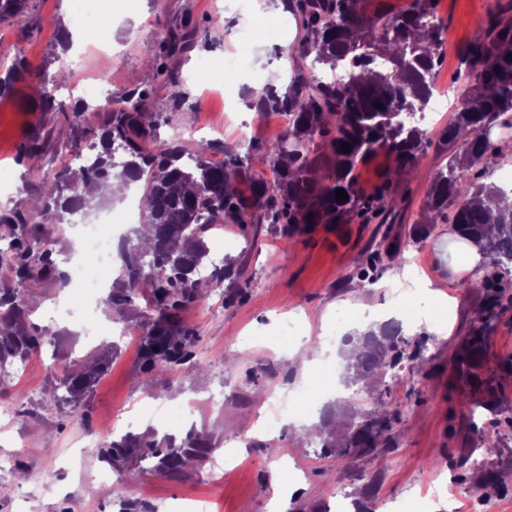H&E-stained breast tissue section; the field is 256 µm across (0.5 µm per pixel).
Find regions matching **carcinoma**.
Here are the masks:
<instances>
[{
	"label": "carcinoma",
	"instance_id": "1",
	"mask_svg": "<svg viewBox=\"0 0 512 512\" xmlns=\"http://www.w3.org/2000/svg\"><path fill=\"white\" fill-rule=\"evenodd\" d=\"M285 2L315 63L334 68L348 56L353 68L341 83L299 71L282 96L274 89L253 93L258 110L272 108L289 117L283 136L260 149L272 163L273 180L255 177L243 157L228 150L223 163L213 162L208 141L189 147L155 143L151 127L158 119L145 120L150 111L147 89L119 96L118 107L112 100L104 106L109 113L105 129L99 134L87 131L99 143L91 168L51 178L36 163L40 146H24L22 156L29 164L20 192H38L42 204L0 209V380L7 367L24 362L56 336L52 329L26 321L34 304L30 284L53 277L67 281L55 258L57 241L43 231V224H65L76 210H97L101 203L87 197L85 188L113 177L126 185L142 183L141 223L152 233L149 246L136 242L125 249L119 283L104 303L108 313L122 317L146 299L150 318L140 336L138 374L147 387L162 375L202 368L195 352L197 331L182 322L183 310L214 293L227 302L236 297L224 293V282L239 277L240 268L225 263L213 266L206 278L198 275L210 259V233L226 224H237L245 233L268 224L291 236L314 224H342L354 213L368 212L383 224L393 223L385 199L394 181L418 169L420 155L431 146L446 163L430 174L424 212L434 221L454 225L493 254L497 281L512 276V189L480 182L496 156L488 132L512 127V51H504L512 47V5L496 3V12L479 25L467 49L471 82L480 87V95L458 92L448 124L429 137L407 114L427 110L436 88L434 70L442 46L437 0H411L401 12L373 15L361 10V0ZM28 5L29 0H0V25L25 14ZM197 38L198 28L189 20L169 30L147 65L148 82L175 83L174 64ZM27 72L22 59L1 72L0 97ZM64 82L62 71L50 79L32 78V96L42 111L63 110L50 87ZM317 137L320 146L314 142ZM344 143L350 151L342 150ZM381 153L391 166L376 194L366 197L357 182L359 167ZM239 183L247 184L248 192L239 190ZM338 189L347 193L346 201L336 200ZM504 295L501 285L479 315L480 322L462 337L454 359L459 369L469 373L477 367L475 358L490 340L493 308ZM358 341V352L348 357L343 370L350 382L376 390L374 411L363 412L353 403L344 406L361 421L323 442L322 448L341 457L365 454L381 466L393 428L394 398L385 378L403 359V339L393 329L383 336L369 331ZM107 365L93 359L63 368L55 389L65 392L73 412L86 407ZM212 451L202 431L191 430L178 439L150 427L112 438L99 456L119 476L115 493L122 496L141 472L180 475L205 462Z\"/></svg>",
	"mask_w": 512,
	"mask_h": 512
}]
</instances>
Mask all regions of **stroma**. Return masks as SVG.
Instances as JSON below:
<instances>
[{
	"mask_svg": "<svg viewBox=\"0 0 512 512\" xmlns=\"http://www.w3.org/2000/svg\"><path fill=\"white\" fill-rule=\"evenodd\" d=\"M494 2L438 0L437 16L453 41L442 52L447 77L439 82L441 91L454 95L469 86L465 50ZM96 18L108 25L107 43L85 36ZM253 18L276 20L281 27L270 37L239 42L245 22ZM186 19L199 28L197 45L177 65L175 83L156 84L150 97L152 111L164 116L158 140L170 141L178 128L192 131L194 140L215 145L212 159L217 163L224 159L226 141L246 137L256 146L275 141L276 113L256 115L242 126L239 114L226 112L223 97L214 90L224 85L238 96L257 80L268 79L284 93L296 67L313 74V58L301 55L302 34L283 0H29L25 15L0 26V69L18 57L26 59L35 75L51 76L64 67L73 87L102 79L108 69L109 94L116 97L142 89L146 60L157 52L160 38ZM234 51L246 53L248 70L228 82L221 64ZM28 85L21 80L0 98V207H28L37 199L36 193L17 190L23 144L40 141L42 165L56 174L70 166L71 141L106 118L93 105L82 124H74L70 99L63 111H39ZM177 94L186 100L178 111L172 107ZM439 162L434 151H427L417 171L399 180L390 198L397 215L392 224H367L355 216L292 237L266 228L253 238L233 224L211 234V254L243 266L244 274L232 282L238 293L233 302L214 294L183 314L199 336L196 352L204 370L162 376L167 390L160 394L139 386L141 315L131 311L126 326L133 336L121 342L84 417L54 401L55 377L45 364H60L73 355L95 356L100 345L112 341L118 323L101 307L93 319H85L72 307L70 286L53 280L37 283L29 320L52 327L60 338L27 359L23 376L0 382V458L14 463L9 472H0V512H73L77 506L82 512H188L186 502L194 497L212 500L214 512H267L273 447L292 456L303 473L301 486L289 488L285 497L287 512H322L339 486L370 512L395 498L406 512H448L446 497L419 494L421 487L448 483L456 487L460 512H471L475 499L492 512H512V378L501 371L512 361V286L495 307L481 372L492 379L500 401L491 411L476 406L473 381L452 363L488 294L465 288L464 276L454 275L442 260L447 225L435 224L421 243L409 240L414 224L423 219L429 173ZM387 237L406 240L403 262L378 257ZM410 260L422 262L431 289L428 299L433 309L446 311V329L439 333L418 321L404 331L403 377L392 386L393 430L384 465L366 457L323 453L319 436L298 441L300 423L290 415L276 438L261 434L257 423L268 404L290 396L307 378V368L292 357V350L335 329L337 311L392 308L391 288L407 275ZM290 313L301 325L300 335L293 338L282 336L280 328ZM219 389L224 406L215 409L209 397ZM130 420L140 432L154 425L179 437L192 428L204 430L237 465L213 483L206 480L205 465L177 478L144 473L123 498H116L95 479L102 462L97 450L89 448L87 435L110 439L122 434ZM484 431L498 432L496 447L482 445ZM486 470L498 474L499 486H484Z\"/></svg>",
	"mask_w": 512,
	"mask_h": 512,
	"instance_id": "obj_1",
	"label": "stroma"
}]
</instances>
